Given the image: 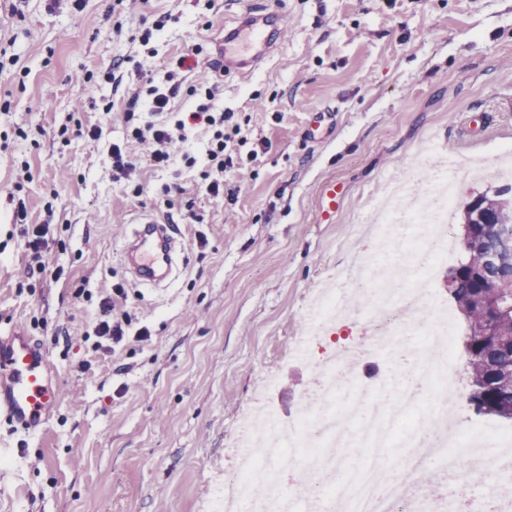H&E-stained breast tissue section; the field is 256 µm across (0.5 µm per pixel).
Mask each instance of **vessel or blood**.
I'll use <instances>...</instances> for the list:
<instances>
[{
    "instance_id": "vessel-or-blood-1",
    "label": "vessel or blood",
    "mask_w": 512,
    "mask_h": 512,
    "mask_svg": "<svg viewBox=\"0 0 512 512\" xmlns=\"http://www.w3.org/2000/svg\"><path fill=\"white\" fill-rule=\"evenodd\" d=\"M269 13L250 9L226 28L216 44L214 62L225 71L255 70L278 49L266 26ZM182 239L177 225L143 216L125 241L121 257L143 287H155L173 272ZM62 394L46 351L20 331L0 335V423L37 437L45 433Z\"/></svg>"
}]
</instances>
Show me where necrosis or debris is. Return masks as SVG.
<instances>
[{
	"label": "necrosis or debris",
	"instance_id": "4bbe7bcc",
	"mask_svg": "<svg viewBox=\"0 0 512 512\" xmlns=\"http://www.w3.org/2000/svg\"><path fill=\"white\" fill-rule=\"evenodd\" d=\"M455 170L453 161H444L432 172L430 192L409 205L401 204L396 185L377 203L381 236H389L394 224H417L421 230L409 239L401 262L368 255L354 263L347 285L364 296L360 318L373 333L356 342L330 340L309 357L317 387L301 396L292 419L283 420L266 404L244 422L237 463L224 473V512H293L300 498L307 512H413L410 488L438 484L431 457L446 448L455 432L443 388L457 370L456 328L450 312H430L429 301L409 282L431 277L453 254L448 214L454 199L448 187ZM409 336L415 340L413 370L423 387L402 386L382 394L379 378L362 375L358 362L382 353L388 362H399ZM343 370L352 377L346 391L337 379ZM421 397L432 409L431 417L422 420L412 416ZM346 399L364 408L352 433L338 428ZM396 437L407 449L404 475L387 483L379 477L382 463L376 451Z\"/></svg>",
	"mask_w": 512,
	"mask_h": 512
}]
</instances>
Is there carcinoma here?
<instances>
[{
  "label": "carcinoma",
  "instance_id": "1",
  "mask_svg": "<svg viewBox=\"0 0 512 512\" xmlns=\"http://www.w3.org/2000/svg\"><path fill=\"white\" fill-rule=\"evenodd\" d=\"M482 212L512 224V185L500 186L492 194L480 195ZM465 258L451 271L454 288L452 299L468 320V326L493 323V334H467L464 345L470 366L471 391L467 405L477 414H491L512 419V376L504 367L512 364V313H495L490 287L496 282L512 280V250L499 253V262L488 266L485 258L497 249L492 224H472L467 228Z\"/></svg>",
  "mask_w": 512,
  "mask_h": 512
}]
</instances>
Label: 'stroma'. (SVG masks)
<instances>
[{"label": "stroma", "instance_id": "stroma-1", "mask_svg": "<svg viewBox=\"0 0 512 512\" xmlns=\"http://www.w3.org/2000/svg\"><path fill=\"white\" fill-rule=\"evenodd\" d=\"M269 2L279 52L219 78L213 109L233 113L231 155L250 176L226 170L215 199L196 188L211 131L128 181L112 147L129 100L136 122L153 120L150 88L181 55L208 65L239 5L0 0V184L15 189L0 193V332L43 345L63 387L42 437L0 427V512H212L259 387L277 377L290 403L313 383L296 342L314 293L383 250L360 227L370 196L392 175L421 194L444 156L512 147V0ZM21 203L52 238V275L24 282ZM141 214L182 230L160 294L121 258ZM119 284L134 332L100 349L99 303Z\"/></svg>", "mask_w": 512, "mask_h": 512}]
</instances>
